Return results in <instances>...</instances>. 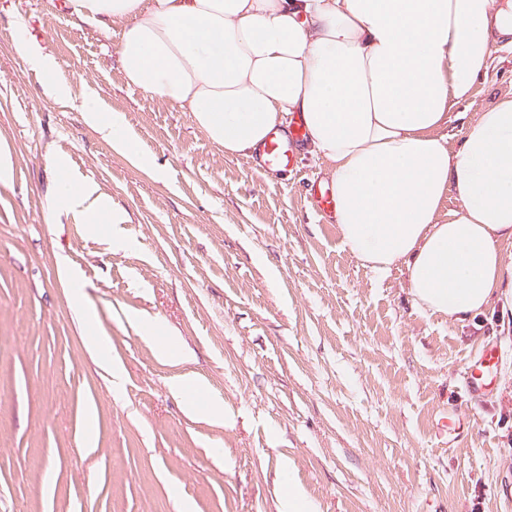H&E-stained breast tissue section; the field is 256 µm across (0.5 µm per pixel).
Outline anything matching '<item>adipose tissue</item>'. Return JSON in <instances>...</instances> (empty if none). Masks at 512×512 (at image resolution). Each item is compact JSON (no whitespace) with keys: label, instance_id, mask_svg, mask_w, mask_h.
I'll use <instances>...</instances> for the list:
<instances>
[{"label":"adipose tissue","instance_id":"ef3b65f1","mask_svg":"<svg viewBox=\"0 0 512 512\" xmlns=\"http://www.w3.org/2000/svg\"><path fill=\"white\" fill-rule=\"evenodd\" d=\"M123 25L129 84L189 112L228 155L291 115L327 162L344 248L385 274L406 268L423 312L459 321L512 292V91L474 115L455 107L490 73L512 0H66ZM457 116L466 132L450 146ZM460 204L441 220L442 203ZM86 223L111 213L93 186L58 180Z\"/></svg>","mask_w":512,"mask_h":512}]
</instances>
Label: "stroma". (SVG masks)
<instances>
[{"instance_id": "stroma-1", "label": "stroma", "mask_w": 512, "mask_h": 512, "mask_svg": "<svg viewBox=\"0 0 512 512\" xmlns=\"http://www.w3.org/2000/svg\"><path fill=\"white\" fill-rule=\"evenodd\" d=\"M122 33L63 0H0V512H279L284 468L312 512H512V296L460 322L418 311L405 267L362 266L313 208L322 160L226 155L127 82ZM511 89L498 45L460 109ZM89 97L124 116L132 151L86 121ZM61 164L124 214L133 249L55 200ZM138 316L188 360L162 359ZM490 345L476 400L466 367ZM184 374L207 388L194 413L170 390Z\"/></svg>"}]
</instances>
